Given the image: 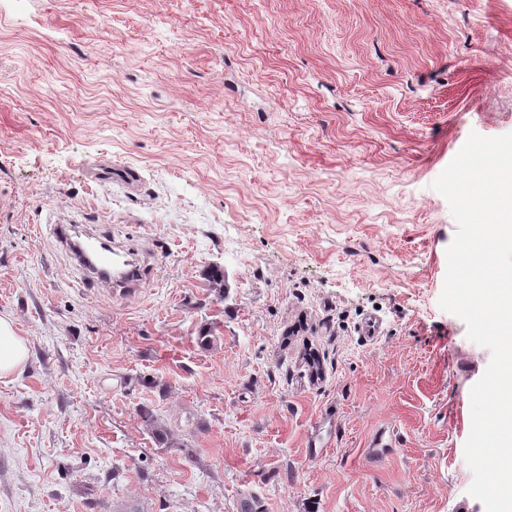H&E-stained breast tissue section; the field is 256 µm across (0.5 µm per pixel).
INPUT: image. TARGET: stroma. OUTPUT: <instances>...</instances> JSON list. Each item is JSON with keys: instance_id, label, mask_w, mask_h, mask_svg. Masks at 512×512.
Wrapping results in <instances>:
<instances>
[{"instance_id": "obj_1", "label": "stroma", "mask_w": 512, "mask_h": 512, "mask_svg": "<svg viewBox=\"0 0 512 512\" xmlns=\"http://www.w3.org/2000/svg\"><path fill=\"white\" fill-rule=\"evenodd\" d=\"M473 131L512 132V0H0V512H485L432 187ZM69 224H58L56 225V238L58 243L65 248L68 252L72 253L73 260L89 274L96 278L91 282L98 286L101 284L103 288H110L112 284L114 287L120 288H137L139 282V266L132 263L126 270L123 276L116 278H109L103 273L107 270L114 262L115 258L119 255H125L124 250L118 249L115 246L112 248L104 246L103 237L97 235L94 230H91L87 235L86 240H76L74 236L69 235L70 228ZM106 240V239H105ZM94 241L97 244V253L92 256L91 262L87 258L88 246ZM28 356V342L18 336L11 317L0 316V378H8L20 371Z\"/></svg>"}]
</instances>
